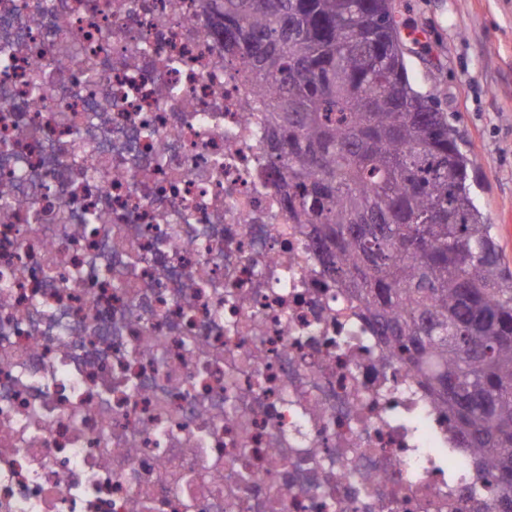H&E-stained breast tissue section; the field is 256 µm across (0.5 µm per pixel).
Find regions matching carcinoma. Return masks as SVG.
<instances>
[{
    "label": "carcinoma",
    "mask_w": 512,
    "mask_h": 512,
    "mask_svg": "<svg viewBox=\"0 0 512 512\" xmlns=\"http://www.w3.org/2000/svg\"><path fill=\"white\" fill-rule=\"evenodd\" d=\"M385 0H213L288 210L512 512V272Z\"/></svg>",
    "instance_id": "obj_1"
}]
</instances>
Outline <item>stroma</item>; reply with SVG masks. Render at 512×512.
Here are the masks:
<instances>
[{"label": "stroma", "instance_id": "obj_1", "mask_svg": "<svg viewBox=\"0 0 512 512\" xmlns=\"http://www.w3.org/2000/svg\"><path fill=\"white\" fill-rule=\"evenodd\" d=\"M417 89L467 141L475 201L512 269V0H392Z\"/></svg>", "mask_w": 512, "mask_h": 512}]
</instances>
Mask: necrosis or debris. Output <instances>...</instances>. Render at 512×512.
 <instances>
[{
  "mask_svg": "<svg viewBox=\"0 0 512 512\" xmlns=\"http://www.w3.org/2000/svg\"><path fill=\"white\" fill-rule=\"evenodd\" d=\"M218 22L0 0V512H487Z\"/></svg>",
  "mask_w": 512,
  "mask_h": 512,
  "instance_id": "necrosis-or-debris-1",
  "label": "necrosis or debris"
}]
</instances>
